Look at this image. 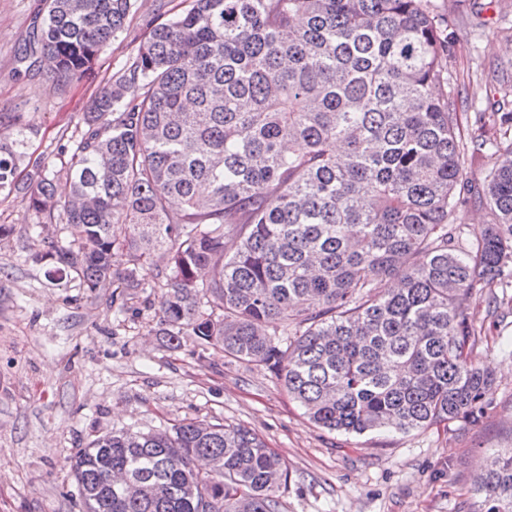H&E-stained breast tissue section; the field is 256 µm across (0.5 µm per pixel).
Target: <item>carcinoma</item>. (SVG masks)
Here are the masks:
<instances>
[{"label": "carcinoma", "mask_w": 512, "mask_h": 512, "mask_svg": "<svg viewBox=\"0 0 512 512\" xmlns=\"http://www.w3.org/2000/svg\"><path fill=\"white\" fill-rule=\"evenodd\" d=\"M134 7L48 0L33 42L64 86ZM456 41L431 0H190L152 21L95 95L64 201L26 152L34 118L0 113V194L66 226L70 240L46 258L91 293L115 279L146 287L162 255L168 344L190 336L269 371L322 428L476 423L493 410L492 378L471 301L495 313L504 298L490 288L512 287V100L503 88L499 135H485L482 101L441 66ZM460 106L474 113L470 147ZM488 151L497 168L467 180ZM28 160L37 177L22 187ZM472 208L488 221L464 239L457 224ZM394 276L400 287H377ZM101 456L139 496L110 485ZM71 470L83 512H278L288 479L256 432L195 419L116 429L79 449ZM473 489L485 512H512V450Z\"/></svg>", "instance_id": "cac0c4a2"}]
</instances>
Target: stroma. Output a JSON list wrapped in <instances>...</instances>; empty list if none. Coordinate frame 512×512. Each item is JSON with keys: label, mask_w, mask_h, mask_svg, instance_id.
<instances>
[{"label": "stroma", "mask_w": 512, "mask_h": 512, "mask_svg": "<svg viewBox=\"0 0 512 512\" xmlns=\"http://www.w3.org/2000/svg\"><path fill=\"white\" fill-rule=\"evenodd\" d=\"M138 0L124 30L102 50L89 78L61 86L46 62L19 63L44 0H0V113L33 115L27 151L44 159L65 194L71 145L94 96L136 51L159 4ZM456 22L447 67L459 88L483 98L512 74V0H432ZM15 198H0V512H82L70 471L79 448L112 428L148 431L182 419L245 426L288 467L279 512H484L475 478L494 452L512 449V304L489 313L473 303L476 350L493 376L492 414L476 424L408 433L331 432L311 423L270 372L200 350L171 348L157 314L158 291L98 292L55 272L45 254L68 235L38 228Z\"/></svg>", "instance_id": "obj_1"}]
</instances>
